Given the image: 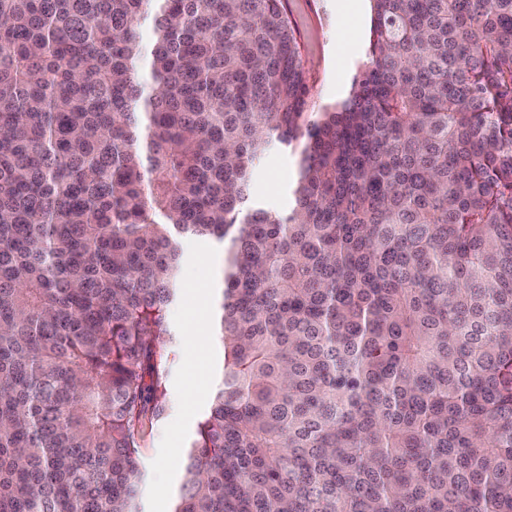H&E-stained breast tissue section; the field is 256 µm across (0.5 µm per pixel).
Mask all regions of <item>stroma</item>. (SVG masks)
Segmentation results:
<instances>
[{
    "label": "stroma",
    "mask_w": 512,
    "mask_h": 512,
    "mask_svg": "<svg viewBox=\"0 0 512 512\" xmlns=\"http://www.w3.org/2000/svg\"><path fill=\"white\" fill-rule=\"evenodd\" d=\"M284 6L295 28L303 62L308 70L309 109L320 112L341 102L354 77L365 67L370 39L371 9L358 15H343L337 0H285ZM292 156L275 152L265 159L254 184L256 196L270 205L285 208L291 203L288 183L294 176ZM182 292L171 311L180 340L168 361V390L172 409L169 416L146 436L143 512H169L176 495L179 475L164 477L157 459L171 451L182 452L205 412L216 378L208 376L198 361L205 355L206 337L197 335L201 321L198 297L211 284L223 264L221 245L197 241L185 245Z\"/></svg>",
    "instance_id": "stroma-1"
}]
</instances>
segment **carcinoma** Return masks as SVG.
Masks as SVG:
<instances>
[{"label": "carcinoma", "instance_id": "1", "mask_svg": "<svg viewBox=\"0 0 512 512\" xmlns=\"http://www.w3.org/2000/svg\"><path fill=\"white\" fill-rule=\"evenodd\" d=\"M370 2L310 112L282 0H0V512H141L210 238L170 512H512V0ZM295 143L292 207L255 205ZM223 247L212 241L191 242L184 246L185 262L182 272V292L171 311V320L180 334V340L168 361V390L172 409L170 415L145 438L143 454L146 464L144 512H168L180 484V458L189 444L197 422L205 412L211 393L218 381V373L210 378L203 365L196 367L206 353L207 336L195 328L202 321L198 297L208 304L217 294L218 281L205 289L222 270ZM173 448L176 455L174 474L167 479L157 471L156 460ZM160 471L169 474L174 458L166 455L157 460Z\"/></svg>", "mask_w": 512, "mask_h": 512}]
</instances>
